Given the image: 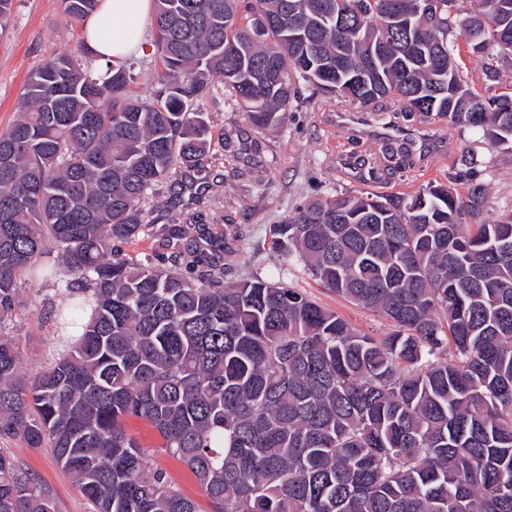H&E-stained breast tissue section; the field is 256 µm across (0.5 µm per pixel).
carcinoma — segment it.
Wrapping results in <instances>:
<instances>
[{
    "label": "carcinoma",
    "instance_id": "obj_1",
    "mask_svg": "<svg viewBox=\"0 0 512 512\" xmlns=\"http://www.w3.org/2000/svg\"><path fill=\"white\" fill-rule=\"evenodd\" d=\"M100 0H61L79 22ZM153 0L162 86L135 95L129 57L84 45L27 76L0 130V320L28 273L62 276L81 332L32 379L0 336V440L50 448L94 512H197L123 427L154 428L213 512H512V215L485 189L432 181L410 196L335 195L273 225L284 261L385 317L377 339L298 288L224 281V242L132 260L164 181L193 185L212 149L196 108L218 79L258 127L287 118L297 82L365 109L479 128L512 143V91H471L448 36L480 61L512 56V0ZM466 2L469 7L459 8ZM276 20L263 30L257 17ZM270 69L271 84L253 81ZM56 256L58 265L35 267ZM0 512H59L0 453Z\"/></svg>",
    "mask_w": 512,
    "mask_h": 512
}]
</instances>
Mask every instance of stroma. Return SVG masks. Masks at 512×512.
I'll return each instance as SVG.
<instances>
[{
	"label": "stroma",
	"instance_id": "obj_1",
	"mask_svg": "<svg viewBox=\"0 0 512 512\" xmlns=\"http://www.w3.org/2000/svg\"><path fill=\"white\" fill-rule=\"evenodd\" d=\"M81 24L71 22L60 0H15L12 20L0 33V129L14 118L17 99L27 74L56 53L77 49ZM454 54L463 79L482 96L501 93L512 85V61L495 62L496 78L485 75L481 63L463 38H456ZM212 125L211 158L192 188L179 190L173 182L157 186L148 209L152 230L128 254L151 250H179L181 240L167 237L168 224L183 225L195 237L194 218L221 233L225 279L234 282L254 275L283 280L318 303L338 312L356 330L382 337L391 332L383 317L322 288L300 262H284L271 245L270 229L312 196L379 192L412 194L434 179L450 178L453 188L465 191L468 181L487 189L486 220L512 214V149L491 143L482 130L453 126L447 120L397 111L393 101L374 104L358 120L337 123L345 104L328 94H310L300 87L286 122L262 129L252 124L238 100L216 85L200 102ZM408 133L428 145L406 168L388 166L389 143ZM473 157L471 179H463L464 155ZM65 303L61 282L22 279L19 302L0 331L13 337L23 356V371L32 376L49 368L61 344L55 314ZM125 429L149 454L153 468L163 470L179 491L193 500L198 512L212 506L188 467L159 448L156 431L136 418ZM9 455L34 474L56 496L61 512H93L74 479L57 464L47 448H29L19 441L0 443Z\"/></svg>",
	"mask_w": 512,
	"mask_h": 512
}]
</instances>
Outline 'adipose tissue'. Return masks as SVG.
Listing matches in <instances>:
<instances>
[{"label":"adipose tissue","mask_w":512,"mask_h":512,"mask_svg":"<svg viewBox=\"0 0 512 512\" xmlns=\"http://www.w3.org/2000/svg\"><path fill=\"white\" fill-rule=\"evenodd\" d=\"M151 0H102L83 24V40L96 61L118 63L147 49Z\"/></svg>","instance_id":"obj_1"}]
</instances>
